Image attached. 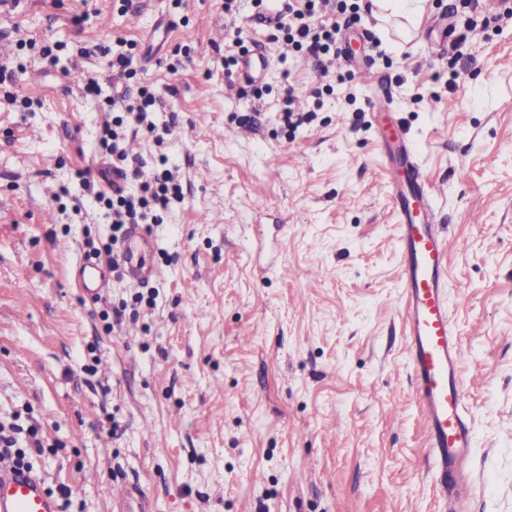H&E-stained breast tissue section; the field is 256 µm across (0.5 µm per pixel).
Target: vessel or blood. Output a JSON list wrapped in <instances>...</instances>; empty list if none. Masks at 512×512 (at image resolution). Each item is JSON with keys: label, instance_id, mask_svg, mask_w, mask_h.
<instances>
[{"label": "vessel or blood", "instance_id": "b4317fda", "mask_svg": "<svg viewBox=\"0 0 512 512\" xmlns=\"http://www.w3.org/2000/svg\"><path fill=\"white\" fill-rule=\"evenodd\" d=\"M380 157L383 166L403 167L402 180L390 186L389 201L399 217L405 349L413 393L428 427L434 490L443 503L460 504L472 489L469 462L474 435L463 411L462 348L448 310L449 242L433 208L435 187L424 175L402 126L383 130ZM140 242L139 232L131 231L122 249L127 273L135 280L152 275L139 261ZM80 280L91 297L108 290V281L96 264H83ZM107 493L116 512H152L137 484L111 487ZM0 512L60 510L35 473L1 468Z\"/></svg>", "mask_w": 512, "mask_h": 512}]
</instances>
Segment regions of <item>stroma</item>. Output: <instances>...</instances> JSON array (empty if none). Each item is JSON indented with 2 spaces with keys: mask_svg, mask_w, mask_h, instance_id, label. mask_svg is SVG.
Segmentation results:
<instances>
[{
  "mask_svg": "<svg viewBox=\"0 0 512 512\" xmlns=\"http://www.w3.org/2000/svg\"><path fill=\"white\" fill-rule=\"evenodd\" d=\"M484 2L426 0L406 37L362 12L342 29L354 61L322 74L252 0L233 18L224 0H0L16 66L0 84V411L41 425L34 469L70 488L65 512H111L122 483L153 512H445L404 353L378 95L439 188L468 512H512V18ZM235 34L264 63L262 99L224 91ZM291 92L312 114L294 130ZM146 94L166 134L127 143L181 197L144 227L149 283L90 303L76 268L112 234L103 128Z\"/></svg>",
  "mask_w": 512,
  "mask_h": 512,
  "instance_id": "35a3bbf8",
  "label": "stroma"
}]
</instances>
